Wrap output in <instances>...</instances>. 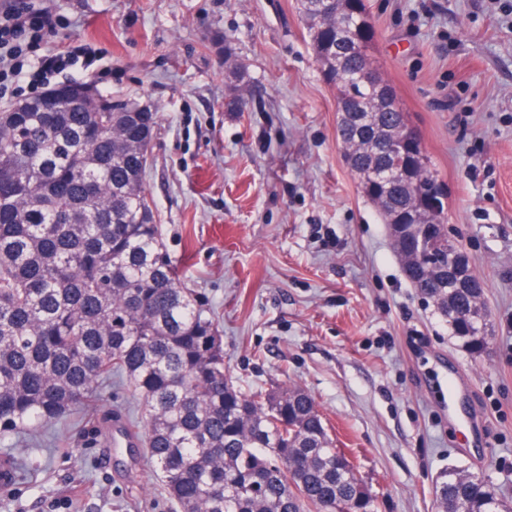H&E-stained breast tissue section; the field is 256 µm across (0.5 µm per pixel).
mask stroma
I'll return each mask as SVG.
<instances>
[{
	"label": "stroma",
	"mask_w": 512,
	"mask_h": 512,
	"mask_svg": "<svg viewBox=\"0 0 512 512\" xmlns=\"http://www.w3.org/2000/svg\"><path fill=\"white\" fill-rule=\"evenodd\" d=\"M48 3L50 47L90 44L99 90L157 114L144 190L184 286L220 324L233 384L310 394L377 512H437L447 469L512 501V0H366L378 71L486 283L480 356L411 287L363 197L296 0ZM233 87L246 111H225ZM126 426L142 430L140 404L117 383L83 421L0 440L38 470L0 489V512H172L144 446L112 444Z\"/></svg>",
	"instance_id": "35a3bbf8"
}]
</instances>
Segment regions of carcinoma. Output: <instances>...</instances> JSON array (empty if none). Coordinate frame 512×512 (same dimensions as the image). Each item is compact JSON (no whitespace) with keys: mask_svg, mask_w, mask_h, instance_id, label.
I'll return each mask as SVG.
<instances>
[{"mask_svg":"<svg viewBox=\"0 0 512 512\" xmlns=\"http://www.w3.org/2000/svg\"><path fill=\"white\" fill-rule=\"evenodd\" d=\"M321 0H296L312 52L336 89V135L363 196L388 226L407 279L433 302L472 355L487 348L476 315L485 284L443 286L396 224L428 222L433 247L446 232L417 183L432 172L418 130L390 98L355 87L372 64L370 23L341 34ZM84 84L61 112H0V439L81 417L111 400L112 379L138 395L146 454L176 512H375V497L336 447L313 399L296 387L245 393L224 374V341L210 311L176 275L143 178L157 114L128 123L132 100ZM412 128L400 158L391 134ZM376 184L370 169H404ZM438 512H512L494 483L453 471L436 485Z\"/></svg>","mask_w":512,"mask_h":512,"instance_id":"1","label":"carcinoma"}]
</instances>
